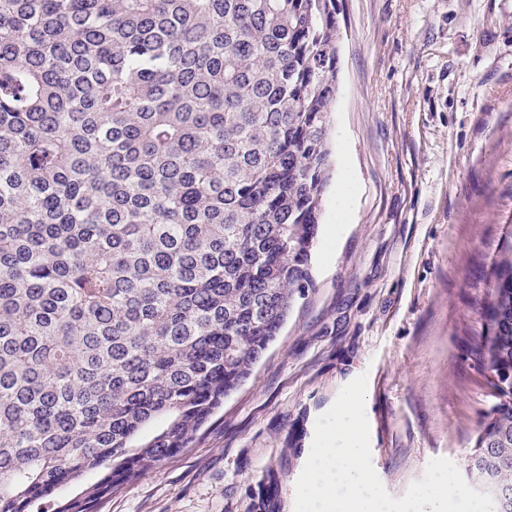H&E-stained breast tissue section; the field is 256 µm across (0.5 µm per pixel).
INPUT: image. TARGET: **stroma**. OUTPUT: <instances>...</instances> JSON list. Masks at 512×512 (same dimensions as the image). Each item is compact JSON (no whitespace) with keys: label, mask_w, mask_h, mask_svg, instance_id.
<instances>
[{"label":"stroma","mask_w":512,"mask_h":512,"mask_svg":"<svg viewBox=\"0 0 512 512\" xmlns=\"http://www.w3.org/2000/svg\"><path fill=\"white\" fill-rule=\"evenodd\" d=\"M336 7L313 285L189 448L101 512H287L317 418L362 374L373 467L399 498L431 460L464 465L496 403L470 347L512 227V0Z\"/></svg>","instance_id":"stroma-1"}]
</instances>
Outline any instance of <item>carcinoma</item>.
<instances>
[{"mask_svg": "<svg viewBox=\"0 0 512 512\" xmlns=\"http://www.w3.org/2000/svg\"><path fill=\"white\" fill-rule=\"evenodd\" d=\"M335 0H0V512H100L280 333L332 167ZM465 471L512 512V242Z\"/></svg>", "mask_w": 512, "mask_h": 512, "instance_id": "cac0c4a2", "label": "carcinoma"}]
</instances>
